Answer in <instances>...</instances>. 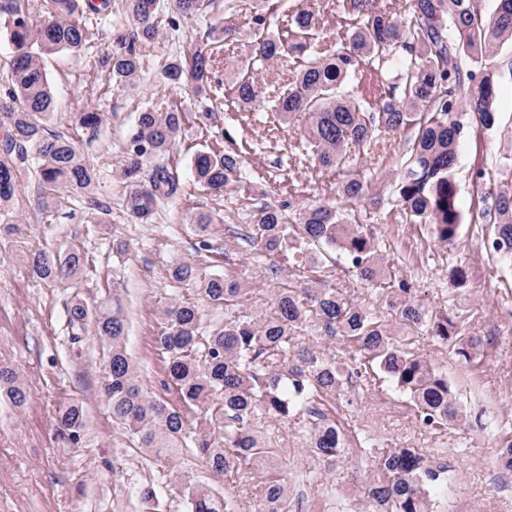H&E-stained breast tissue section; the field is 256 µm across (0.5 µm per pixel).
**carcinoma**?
I'll return each mask as SVG.
<instances>
[{"label": "carcinoma", "mask_w": 512, "mask_h": 512, "mask_svg": "<svg viewBox=\"0 0 512 512\" xmlns=\"http://www.w3.org/2000/svg\"><path fill=\"white\" fill-rule=\"evenodd\" d=\"M133 26L115 34L98 58L118 88L141 75L146 48L161 27L160 0H122ZM111 0H0V35L6 37L12 58L0 92V218L8 217L24 177L33 173L41 199L66 191L82 199L95 224H105L111 207L96 191L97 170L67 131L50 126L56 104L44 65L48 56L82 50L93 17L105 13ZM204 0H175L168 27L179 31L181 21L197 16ZM326 19L315 8L299 5L289 12L277 34H261L253 54L228 85L213 82L214 53L228 29L212 28L189 52L171 58L163 77L172 89L189 88L204 94L198 118L211 120L222 109L247 112L262 98L256 78L260 66L281 61L292 65L288 84L271 90L276 115L291 119L308 115L306 147L325 169L344 171L338 196L368 199V183L350 172L351 149L379 143L381 134L408 129L396 201L409 224H428L438 242L452 246L461 224L459 187L454 172L460 139L470 130L496 124L493 110L499 74L483 63L493 45L512 41V0H496L486 14L479 0H410L403 18L376 7L375 0H337L332 44L319 41ZM186 112L172 102L160 112L143 108L122 146L121 176L130 183L124 213L136 224H148L157 208L183 193L176 143L185 127ZM69 127L94 138L102 114L88 109L72 112ZM243 162V151L217 142L198 151L192 161L195 182L210 192H222ZM481 214L492 226L483 245L512 263V186L482 198ZM215 217L198 215L193 223L198 253L214 249L206 231ZM254 241L268 253L294 249H336L365 281L384 274L373 240L344 223L337 207L302 206L293 220L271 205L260 208ZM32 276L58 282L82 275L87 258L79 250L61 257L45 252L30 256ZM201 293L215 306L241 298L239 282L211 276L199 282ZM389 307L402 324H430L432 336L452 347L469 363L485 348L476 336H461L447 316L430 319L414 300L407 283L391 291ZM70 340L78 342L93 326L95 335L110 344L104 394L113 420L122 424L149 461L163 466L173 449L200 458L214 480L232 473L259 470L264 496L260 512H289L288 472L269 463L271 450L257 430L259 418H286L298 410L312 420L310 451L323 468L346 451L344 429L317 409L315 397L334 394L346 371L316 351L300 354L290 364L294 330L308 317L313 327L330 337L340 336L359 347L361 367L373 363L420 409L422 423L436 428L460 421V410L448 377L394 341L377 312L342 299L333 288L278 290L274 314L261 324L227 319L208 334L201 331V313L191 303H173L163 311L155 338L159 360L177 398L149 395L138 368L126 349V324L120 300L108 296L95 309L76 300L67 309ZM0 397L24 406L28 388L18 372L0 365ZM200 417L192 426L190 419ZM85 412L77 401L59 404L56 425L71 444L81 440ZM166 481L187 502L188 512H237V501L210 484H185L174 469ZM451 479L450 469L436 464L415 448H395L377 457L372 473L359 480L365 512H431V491Z\"/></svg>", "instance_id": "cac0c4a2"}]
</instances>
